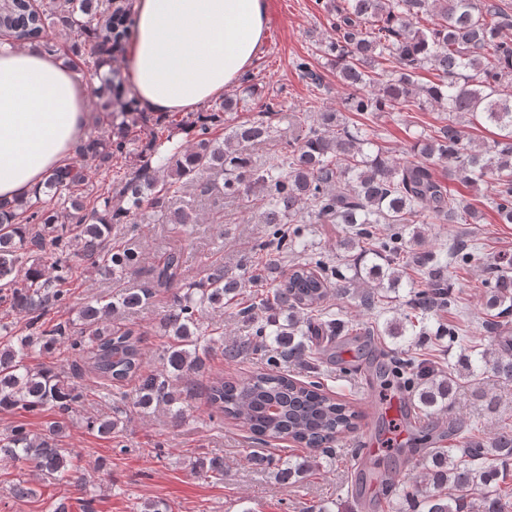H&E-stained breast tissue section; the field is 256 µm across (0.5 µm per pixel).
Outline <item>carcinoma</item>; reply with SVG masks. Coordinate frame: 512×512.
<instances>
[{
  "instance_id": "cac0c4a2",
  "label": "carcinoma",
  "mask_w": 512,
  "mask_h": 512,
  "mask_svg": "<svg viewBox=\"0 0 512 512\" xmlns=\"http://www.w3.org/2000/svg\"><path fill=\"white\" fill-rule=\"evenodd\" d=\"M335 36L321 40L317 51L336 66L339 81L350 88L346 111H323L314 123L298 122L288 150L254 164L240 149L242 143H262L274 131L277 104L264 102L256 115L219 137L224 114L250 111L257 92L243 79L244 96L226 98L194 119H155L147 112L90 110L87 138L75 148L85 161L112 172V160L129 164L116 172L109 187L89 189L87 169L66 164L54 170L42 194L19 202L0 200V410L49 411L48 431L34 435L23 425L0 436V452L61 481L83 482L77 455L58 447V437L72 423L84 390L64 377L55 363L33 366V353L50 357L65 348L68 372L77 378L88 372L100 380L103 396L121 393L125 383L138 381L133 407H169L173 422L185 421L192 378L205 369V360L220 352L235 361L249 350L258 356L259 370L236 380L212 379L206 398L216 415L239 423L260 443L292 441L304 449L275 459V477L296 483L321 468L336 443L360 426L361 412L337 398L315 371L305 381L283 370L290 359L310 361L336 349L341 336L360 332L335 317L327 302L337 281L373 284L364 304L384 302L383 290L399 287L401 254L422 240L418 224H476L478 211L464 205L431 164L439 163L446 177L473 187L490 180L491 209L501 223L512 224V5L507 0H340L325 6ZM434 19L417 28L414 21ZM62 27L80 39L79 56L99 72L112 60V0H0V46L38 43L49 25ZM422 71L436 81L418 85ZM429 104L448 113L437 135L414 145L419 159L399 162L374 139L366 120L386 109L413 110ZM469 115L495 126L499 139L475 148L465 138L458 119ZM146 138H141V132ZM224 175V198L249 199L261 191L260 223L269 225L254 255L267 257L265 270L275 274L274 286L260 290L258 301L238 307L240 277L214 262L198 281L181 279L184 251L170 250L156 267L153 281L116 299L90 300L76 317L56 320L54 312L71 308V259L106 279L120 280L138 264V253L112 238L116 224L136 236L160 220L179 233L199 222L195 202L173 207L184 183L197 185L204 196L214 189L210 175ZM310 213L312 224H345L350 237L342 245L353 252L346 267L307 256L278 268L272 253L284 257L304 253L303 231L297 216ZM388 225L383 233L378 225ZM35 253L29 260L25 255ZM473 249L461 245L448 256L427 251L417 266L427 269L425 286L413 288L408 311L386 320L380 336L393 339L428 333L436 309L456 305L449 269L464 268ZM485 301L487 343L465 341L458 367L446 372L427 370L410 358L377 360L375 391L384 400L393 389L410 393V406L387 421L389 456L403 453L397 436L410 433L413 441L431 446L417 460L409 488L398 494L395 512H504L500 488L512 464V425L486 441L473 440L457 427L448 436L464 439L461 448H440L441 439L427 426L413 424L415 412L430 418L452 409L462 384H480L491 377L512 381V338L502 331L512 315V256L487 267ZM174 288L172 303L161 317L167 338L162 368L144 370L140 332L118 322L120 310L150 303L154 288ZM246 323L248 335L224 339V329L208 322L212 311ZM185 388L175 390L177 383ZM97 419L89 426L103 435L116 432L120 415ZM192 469L205 478L224 480V459L198 457ZM370 470L381 494L393 497L394 483L380 461Z\"/></svg>"
}]
</instances>
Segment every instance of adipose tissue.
Listing matches in <instances>:
<instances>
[{
	"mask_svg": "<svg viewBox=\"0 0 512 512\" xmlns=\"http://www.w3.org/2000/svg\"><path fill=\"white\" fill-rule=\"evenodd\" d=\"M266 0H136L125 67L136 103L188 112L222 97L258 56ZM88 86L54 54L0 48V198L41 191L86 139Z\"/></svg>",
	"mask_w": 512,
	"mask_h": 512,
	"instance_id": "1",
	"label": "adipose tissue"
}]
</instances>
